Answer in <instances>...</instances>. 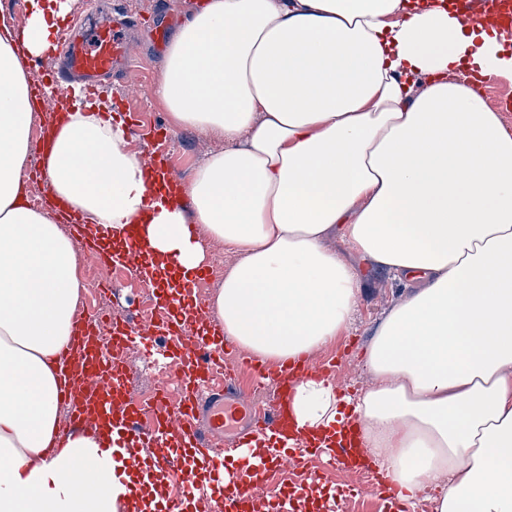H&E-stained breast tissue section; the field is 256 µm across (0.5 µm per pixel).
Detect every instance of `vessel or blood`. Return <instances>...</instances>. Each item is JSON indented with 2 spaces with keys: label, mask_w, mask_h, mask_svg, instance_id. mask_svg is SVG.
I'll return each instance as SVG.
<instances>
[{
  "label": "vessel or blood",
  "mask_w": 512,
  "mask_h": 512,
  "mask_svg": "<svg viewBox=\"0 0 512 512\" xmlns=\"http://www.w3.org/2000/svg\"><path fill=\"white\" fill-rule=\"evenodd\" d=\"M459 3L474 21L492 16L502 27H512V0ZM129 25L122 15L107 25H75L67 34L57 35L55 54L62 61L64 78L82 81L93 92L125 71L132 61L126 39ZM98 258L105 272L115 262L146 270L153 263L150 250L135 238L128 239L121 252L102 251ZM204 314L191 300L160 302L154 328L166 337V359L178 372L179 397L172 401L159 395L149 419L126 382L123 353L132 327L114 322L112 349L106 353L100 345L97 320L79 322L68 350L60 355V396L70 404L71 414L66 434L57 439L54 451H62L67 437L97 422L112 432L103 451L111 455L116 475L141 471L156 478L174 468L182 490L189 492L198 483V467H205L212 482L224 488L223 512H293L299 497L315 495L317 481L269 496L259 476L269 465H296L323 448L338 465L365 470L364 450L353 426H342L322 440L296 433L288 415V399L308 373L303 361L270 365L232 353L226 341L190 335L195 319ZM245 369L259 374L278 395L274 412L261 424L236 381Z\"/></svg>",
  "instance_id": "vessel-or-blood-1"
}]
</instances>
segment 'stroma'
<instances>
[{"label":"stroma","mask_w":512,"mask_h":512,"mask_svg":"<svg viewBox=\"0 0 512 512\" xmlns=\"http://www.w3.org/2000/svg\"><path fill=\"white\" fill-rule=\"evenodd\" d=\"M199 0H67L68 22L84 19L96 24L111 21L115 10L124 11L135 24L132 54L143 61L142 67L123 73L119 83L104 84L95 94L103 110L115 111L123 117L127 127L129 149L139 157H147L154 150L167 149L177 154L173 175L181 183H190L199 165L207 156L220 149L213 136L193 128L171 127L164 106L155 96L166 53L165 46L156 41L158 33L174 36L178 26ZM56 64L43 57L31 63L28 79L39 92L35 106L36 122H44L58 109V97L44 93V86L55 81ZM348 259L359 271L361 294L353 320L342 336L333 344L316 350L312 357L321 362L340 357L339 379L349 388L350 396H357L371 385V375L365 365V350L379 320L403 296L405 286L394 273L377 267L370 260L356 254ZM161 293L158 282L140 275L135 269L115 266L111 282L96 290L86 301L78 304V312L96 313L105 318L140 320L144 309L155 308ZM127 381L136 395L150 397L158 391L173 392L177 387L174 367L164 359L148 361L139 347H131L124 354ZM315 470L324 474L319 508H327L337 489H349L347 500L341 503V512H377L375 495L360 478L351 473L324 467L315 462Z\"/></svg>","instance_id":"1"}]
</instances>
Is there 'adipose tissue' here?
Here are the masks:
<instances>
[{"label": "adipose tissue", "instance_id": "obj_1", "mask_svg": "<svg viewBox=\"0 0 512 512\" xmlns=\"http://www.w3.org/2000/svg\"><path fill=\"white\" fill-rule=\"evenodd\" d=\"M66 15L64 0H30L23 28L0 18V512H118L121 497L98 431L47 452L81 284L72 239L24 202L26 66ZM503 42L447 0H202L155 89L172 127L224 142L185 200L149 188L123 122L78 90L42 177L86 238L135 230L175 287L206 258L188 225L234 248L215 317L265 360L348 329L360 279L326 245L341 234L411 291L373 331L369 389L306 378L297 425L333 431L354 413L402 498L435 489V512H512V133L479 90L512 80Z\"/></svg>", "mask_w": 512, "mask_h": 512}]
</instances>
